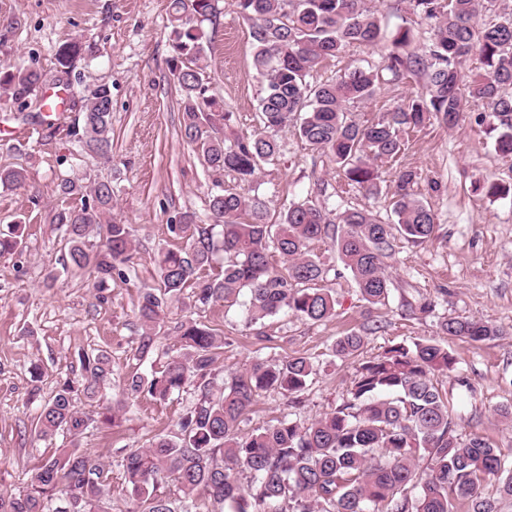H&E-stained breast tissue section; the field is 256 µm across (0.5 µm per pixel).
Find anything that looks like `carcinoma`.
<instances>
[{"mask_svg":"<svg viewBox=\"0 0 512 512\" xmlns=\"http://www.w3.org/2000/svg\"><path fill=\"white\" fill-rule=\"evenodd\" d=\"M498 0H409L414 13L429 25L425 55L401 53L410 31L394 40L385 58L389 82L408 75L424 80V92L379 119L356 120L350 103L367 102L383 80L373 68L356 67L324 82L309 77L326 59L351 46H373L383 38L367 0H236L250 23L254 64L265 84L259 101L261 130L227 136L231 114L209 94L203 79L206 36L201 23L217 16L218 0H170V73L181 93L184 136L213 172H229L241 184L252 183L260 164L280 152L275 131L293 122L300 138L330 155L348 184L378 192V163L404 150L403 134L431 119L449 128L464 117L460 84L483 105L476 122L492 119L498 131L495 150L512 158V11L488 22ZM82 46L71 42L55 53V84L67 90ZM477 56L481 71L463 80V66ZM32 67L0 71V91L20 109L45 84ZM81 118L66 135L81 154L110 159L112 88L98 85L81 97ZM21 166L0 168V185L25 183ZM421 173L400 169L394 179L393 214L388 223L360 210L333 212L307 201H292L276 219L265 202L219 187L209 198L211 222L196 223L185 214L168 231L182 244L158 249V285L140 291L139 326L133 360L153 353L158 328L169 305L190 290L194 306L233 302L247 292L252 323L282 311L321 322L336 313V296L322 285L326 269L311 245L326 238L370 305H384L391 281L386 259L397 243L424 244L435 237L429 205L414 193ZM60 195L80 197V205L55 211L53 224L65 240L58 266L45 276L51 287L63 274L87 271L99 299L116 278L129 281L136 255L135 229L111 217L112 182L85 189L79 178H65ZM26 226L0 230V257L20 254ZM222 250L220 270L201 276ZM281 264L271 261L272 254ZM183 353L173 355L146 377L135 368L123 382L122 395L165 401L192 387L196 402L180 418L178 431L157 435L146 448L130 449L118 461L126 490L137 502L135 512H196L200 496L218 512H455L467 499L470 512H498L497 499L485 495L487 477L500 475L499 496L512 497V450L504 452L484 438L458 437L452 398L434 378L455 369V357L431 339L402 340L369 358H360L365 336L350 331L336 339L334 356L358 359L346 394L336 407L306 423L285 414L257 433L238 434L256 397L274 390L299 403L317 368L305 356L269 361L255 358L233 372L214 393L216 362L224 337L195 320L172 327ZM447 336L473 342L499 331L480 320L449 318L440 322ZM81 370L59 382L40 405L32 430L40 438L58 434L75 439L98 426L114 427L125 404L102 403L101 392L112 375L109 353H83ZM85 399L96 404L87 412ZM108 474L99 457L77 448H58L35 469L25 486L0 493V512H108Z\"/></svg>","mask_w":512,"mask_h":512,"instance_id":"cac0c4a2","label":"carcinoma"}]
</instances>
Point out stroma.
<instances>
[{
  "instance_id": "35a3bbf8",
  "label": "stroma",
  "mask_w": 512,
  "mask_h": 512,
  "mask_svg": "<svg viewBox=\"0 0 512 512\" xmlns=\"http://www.w3.org/2000/svg\"><path fill=\"white\" fill-rule=\"evenodd\" d=\"M169 0H0V69L33 66L47 75L56 70L55 52L68 42L84 51L76 61L69 95L80 98L88 88L108 84L112 89V158L68 157L63 133L78 116L62 106L49 133L43 99L57 87L46 83L31 96L26 111L0 95V166L23 165L25 185L0 187V229L21 219L27 224L22 255L0 257V490L22 486L30 473L54 451L69 445L66 437L47 442L31 431L37 403L47 401L58 383L79 373V353L97 349L112 355V386L120 388L136 345L135 304L140 289L157 285L152 256L157 248L174 245L167 226L172 217L189 212L199 221L208 216V197L217 185L240 189L247 197L264 198L270 212L289 202L310 200L337 209L392 216V179L397 167H414L421 174L414 191L428 202L437 228L431 242L400 243L387 261L393 285L386 305L363 300L350 272L330 241L314 243L324 262L326 284L336 294L334 317L313 323L281 312L258 324H248L246 296L236 303L220 302L207 309L188 298L172 303L151 363L142 372L162 365L178 352L171 330L177 321L194 319L224 336V354L216 368L227 374L247 367L255 356L277 360L302 355L319 361L320 369L303 396L298 414L305 421L330 412L345 394L354 363L334 357L337 337L366 330V354L380 352L389 340L428 338L447 347L459 372L476 387L474 395L456 390L452 376L439 377L443 390L456 403L457 432L479 435L503 449L512 448V424L497 410L512 405V159L494 150L489 125L465 120L455 128L438 121L405 135L397 163L379 170L378 194L347 186L328 156L297 135L294 126L276 133L281 145L274 163L260 166L252 186H239L232 175L204 167L187 145L181 129L180 91L169 72L171 56ZM386 39L410 30L413 50L424 52L427 24L413 13L407 0H371ZM215 20L202 22L208 37L209 90L231 112L237 134L260 127L258 100L263 82L254 66L250 24L235 0H221ZM384 46L350 47L314 72L321 82L362 66H382ZM420 77L382 84L376 96L350 105L354 118H374L393 110L406 97L420 92ZM77 176L84 183L111 181L116 189L114 218L133 225L138 243L136 273L130 282L111 284L107 302L96 298L92 279L65 275L53 287L44 277L55 267L64 242L51 228L54 211L64 206L58 183ZM489 181L507 187L498 197L476 190ZM431 300L433 315L408 314L405 302ZM466 317L496 325L499 337L482 342L443 335L444 317ZM40 362L44 375L32 381L31 362ZM196 398L186 390L165 402L139 399L119 426L92 430L78 441L80 448L102 456L111 483L112 512H127L118 461L126 448H143L157 434H171L179 417ZM279 392L261 393L239 426L246 437L288 412Z\"/></svg>"
}]
</instances>
